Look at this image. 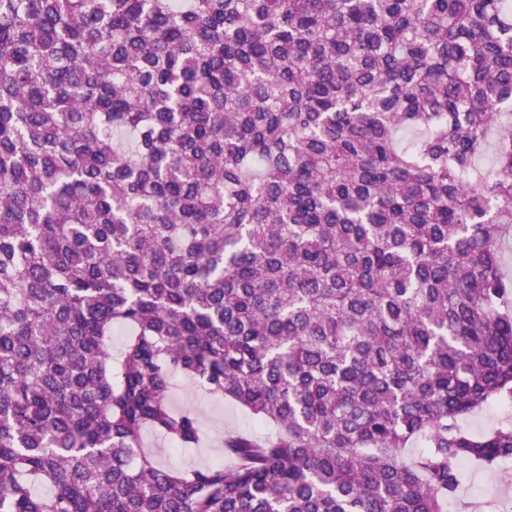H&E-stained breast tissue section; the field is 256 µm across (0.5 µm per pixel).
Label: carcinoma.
Instances as JSON below:
<instances>
[{
	"label": "carcinoma",
	"instance_id": "carcinoma-1",
	"mask_svg": "<svg viewBox=\"0 0 512 512\" xmlns=\"http://www.w3.org/2000/svg\"><path fill=\"white\" fill-rule=\"evenodd\" d=\"M511 236L506 0H0V512H445ZM173 405L198 413L207 440L203 448H177L167 440L146 431L142 445L157 452L164 465L172 469H191L224 460V433L227 431L268 433L271 427L260 425L244 408L206 394L184 376L175 379Z\"/></svg>",
	"mask_w": 512,
	"mask_h": 512
}]
</instances>
